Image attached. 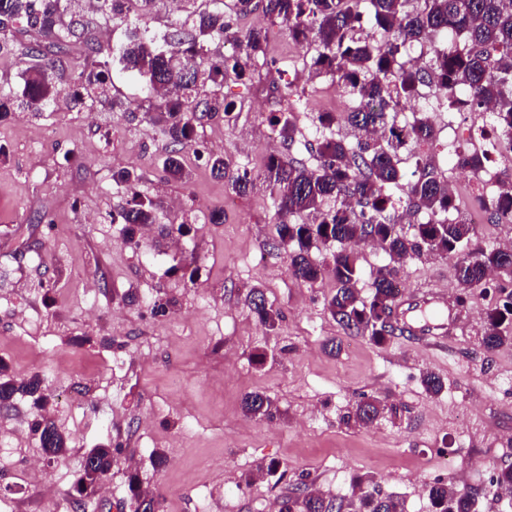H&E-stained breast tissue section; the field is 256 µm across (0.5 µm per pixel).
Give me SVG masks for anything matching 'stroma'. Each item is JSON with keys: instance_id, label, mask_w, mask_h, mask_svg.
<instances>
[{"instance_id": "35a3bbf8", "label": "stroma", "mask_w": 512, "mask_h": 512, "mask_svg": "<svg viewBox=\"0 0 512 512\" xmlns=\"http://www.w3.org/2000/svg\"><path fill=\"white\" fill-rule=\"evenodd\" d=\"M80 14V38L52 49L58 97L45 106L17 107L0 122V360L12 376H39L50 395V416L65 435L66 459L44 461L31 431L12 435L17 420H30L31 397L16 396L0 408V500L18 512H134L127 487L137 472L143 487L159 495L164 512H276V503L299 481L351 498L358 480L372 481L398 498L404 512H433L429 487L443 481L475 492L472 512H512L499 495L496 468L512 464V344L482 345L489 301L470 291L466 311L449 309L448 346L430 350L400 335L382 345L343 329L325 310L336 291L333 278L308 285L289 269L285 252L271 249L275 209L264 164L270 124L254 100L270 78L259 69L243 80L207 83L198 99L232 101L230 117L203 120L181 152L184 180L167 178V140L145 119L141 79L111 67L121 106L95 105L98 124L88 126L86 107L67 96L103 24L88 8ZM268 31V55L303 63L313 47L293 42L263 11L238 18V34ZM337 78L310 76L278 109L297 127L287 156L315 165L305 142L316 141V113L328 109L319 92ZM424 108L437 130L420 151L444 175H456L458 216L480 213L482 193L465 173L442 161L453 130L435 101ZM251 169L254 186L238 194L197 158L196 144ZM127 169L154 202L157 223L138 245L113 222L129 198L114 172ZM224 221H209L212 212ZM187 225L182 252L170 248V232ZM405 296L434 291L455 295V260L422 255L398 269ZM263 289L283 314L267 334L245 303ZM177 298L167 324L123 304ZM444 387L427 393L422 373ZM269 395L274 419L247 415L245 397ZM397 406L366 426L344 418L361 395ZM122 442L108 478L111 495L97 494L86 507L73 496L82 456ZM167 457L151 463L153 451ZM278 464L268 474L269 464Z\"/></svg>"}]
</instances>
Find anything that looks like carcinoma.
Wrapping results in <instances>:
<instances>
[{"mask_svg": "<svg viewBox=\"0 0 512 512\" xmlns=\"http://www.w3.org/2000/svg\"><path fill=\"white\" fill-rule=\"evenodd\" d=\"M156 0H96V8L113 30L127 24L132 13L149 11ZM213 8L197 7L176 20L163 36L165 47L154 40H112V60L93 57L80 72L73 94L89 103L107 92L102 90L109 62H117L136 72L144 81L146 93L160 94L164 110L162 131L169 142L164 173L182 179L185 170L180 159L184 145L192 140L195 123L218 112H228L230 104L213 97L192 98L198 79L215 82L232 74L241 79L255 61L280 71L277 61L266 55L264 29L239 37L232 20L254 11V0H207ZM263 12L272 22L288 30L299 44L314 43L317 55L309 68L317 74L339 77L357 105L347 120L356 129H374L377 138L351 144L329 135L337 124L336 113L315 114L316 131L321 134L315 148L317 164L305 167L295 158L282 154L268 157L265 171L274 195L276 238L272 248L289 251L292 275L314 285L331 275L336 292L325 298L331 317L345 330L365 335L375 344L385 342L399 328L389 322L391 305L398 297L397 270L387 265L377 272L367 298L359 295V256L362 243L374 240L394 264L402 265L429 253L454 258L462 288L472 285L494 287L489 275L512 268V248L478 249L463 253L471 241L474 225L454 216V197L448 181L436 168L423 164L420 145L436 138V130L424 112L413 113V120L400 119L406 102L420 95L424 87L438 85L446 90L445 111L454 116L477 112L483 106L496 118L503 149L512 152V0H264ZM63 0H0V48L15 36L16 25L37 31L49 45L58 47L77 37L73 21L65 20ZM439 36L441 44L426 62L411 59L409 49ZM232 40L236 52L220 62H212L208 45L220 39ZM31 65L22 70L25 103L44 106L59 91L52 83L53 65L43 61L46 47L36 44L23 51ZM269 123L279 128L281 141L295 142L297 132L286 112H273ZM206 158L211 169L229 179L231 189L244 193L252 182L248 170L231 172V164L201 146L195 150ZM456 165L479 170L491 162V154L459 150ZM414 161L411 179L401 183L400 165ZM119 180L129 184L131 200L119 213V222L129 242L139 244L142 227L156 223L153 204L131 185L133 176L124 171ZM403 191L406 205L422 214L411 225L409 235L397 228L396 200L392 190ZM491 222L500 221L512 210V193L502 192L484 202ZM324 248L329 256L312 257ZM246 299L267 334L279 330L283 316L269 303L260 288H252ZM512 343V310L489 307L483 318L482 344L496 349ZM18 394L34 398L40 409L30 423L39 436L41 452L50 462L68 454L65 436L44 414L48 397L37 376L16 379L0 362V405L9 406ZM274 401L263 393L245 398V410L256 417L270 418ZM388 410L375 397L358 401L348 419L366 425ZM119 448L101 446L85 454L75 491L80 499H92L111 474L114 454ZM128 490L137 502V512H161L156 497L142 490L132 474ZM429 496L438 512H471L470 492L450 491L442 481L433 483ZM356 512H404L403 503L382 495L376 488L357 496ZM341 509L333 500L309 487L282 498L278 512H334Z\"/></svg>", "mask_w": 512, "mask_h": 512, "instance_id": "obj_1", "label": "carcinoma"}]
</instances>
